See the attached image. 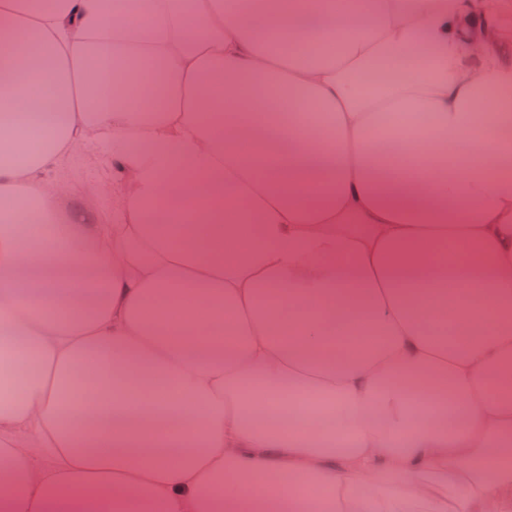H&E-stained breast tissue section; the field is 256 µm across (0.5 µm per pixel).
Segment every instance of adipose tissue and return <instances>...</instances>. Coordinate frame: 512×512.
I'll return each instance as SVG.
<instances>
[{"label":"adipose tissue","mask_w":512,"mask_h":512,"mask_svg":"<svg viewBox=\"0 0 512 512\" xmlns=\"http://www.w3.org/2000/svg\"><path fill=\"white\" fill-rule=\"evenodd\" d=\"M499 10L0 0V340L40 366L0 403V512H512ZM277 24L319 54L265 51ZM98 140L108 224L57 175ZM298 395L335 429L268 416Z\"/></svg>","instance_id":"obj_1"}]
</instances>
